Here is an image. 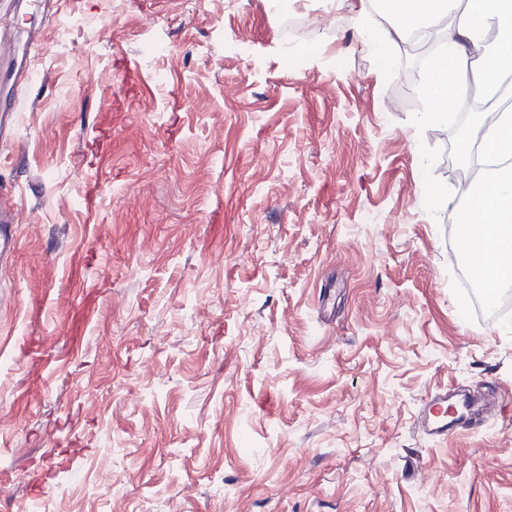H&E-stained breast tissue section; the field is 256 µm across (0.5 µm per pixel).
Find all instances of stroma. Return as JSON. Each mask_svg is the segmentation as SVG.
<instances>
[{"instance_id": "1", "label": "stroma", "mask_w": 512, "mask_h": 512, "mask_svg": "<svg viewBox=\"0 0 512 512\" xmlns=\"http://www.w3.org/2000/svg\"><path fill=\"white\" fill-rule=\"evenodd\" d=\"M357 0H64L0 195V512H512V289L465 287L458 158ZM420 75L406 79L409 67ZM18 206L12 197L0 198V243L1 251L13 245L12 224H18ZM478 417L467 415L454 402H448V391L428 396L420 410L422 433L432 442L447 441L449 435L470 431L472 423L481 420Z\"/></svg>"}]
</instances>
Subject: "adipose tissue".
<instances>
[{"instance_id":"adipose-tissue-1","label":"adipose tissue","mask_w":512,"mask_h":512,"mask_svg":"<svg viewBox=\"0 0 512 512\" xmlns=\"http://www.w3.org/2000/svg\"><path fill=\"white\" fill-rule=\"evenodd\" d=\"M385 20L402 37L418 28L431 30L445 20L462 40L441 67L423 74L429 105L418 114L417 125L447 123L467 78L479 79L493 93L498 89L496 75L512 73V0H467L460 10L453 0H359L361 41L382 69L391 63V41L381 30ZM494 178L497 190L492 198H483L478 186H469L459 212L466 225L485 227L483 233L466 238V249L478 253L484 274L494 280L511 279L512 164L496 170Z\"/></svg>"}]
</instances>
